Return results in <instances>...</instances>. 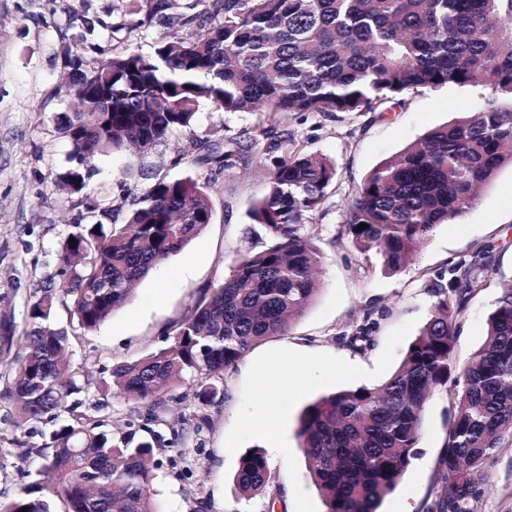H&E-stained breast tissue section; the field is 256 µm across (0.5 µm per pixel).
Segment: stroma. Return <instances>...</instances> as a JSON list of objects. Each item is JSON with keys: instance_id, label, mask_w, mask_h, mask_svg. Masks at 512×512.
I'll return each instance as SVG.
<instances>
[{"instance_id": "obj_1", "label": "stroma", "mask_w": 512, "mask_h": 512, "mask_svg": "<svg viewBox=\"0 0 512 512\" xmlns=\"http://www.w3.org/2000/svg\"><path fill=\"white\" fill-rule=\"evenodd\" d=\"M86 18L94 19L95 32L81 55L91 62L130 47L148 54L172 35L146 21L136 0H0V337L20 336L28 304L58 269L60 241L75 232L85 211L81 197L98 204L103 223L120 224L126 215L123 191L137 186L125 180L131 162L121 154L95 158L99 173L85 195L54 185L57 174L72 165V147L58 122L60 113L74 104L66 46ZM491 94L487 87L450 85L409 93L404 106L386 112L283 117L295 149L326 155L337 165L322 209L303 227L323 256L320 291L286 335L255 345L224 374L209 405L183 399V386L174 387L153 428L182 450L192 475L182 477L168 465L155 470L163 512H326L299 449L302 411L337 390L383 383L429 318L434 298L428 285L434 272L471 259L478 248L489 245L492 258L482 273L486 286L457 319L458 360L483 344L486 318L502 284L512 281V165L497 171L471 208L438 226L398 272L385 271L374 254H361L339 231L343 209L376 165L429 130L476 111ZM254 120L250 113H225L201 104L190 128L169 134L132 163L152 175L189 177L206 185L213 221L183 252L159 264L97 329H70L72 362L85 369V397L102 402L99 415L114 439L134 444L146 439L145 418L132 403L104 396L101 379L117 362L166 347L171 328L255 246L249 211L264 188L256 164L213 175L176 157L193 141L223 139ZM369 309L377 321L372 345L358 351L340 342L339 334ZM17 352V347L0 344L1 501L28 482V464L18 457L20 445L44 444L54 429L50 423L19 425L15 405L5 397ZM313 362L336 372L304 391L283 384L277 374L278 368ZM452 404V387L434 392L424 413L419 453L379 512H404L409 505L414 512H427ZM283 441L289 454L273 455ZM251 449L267 455L277 503L264 494L241 497L235 488L239 459ZM485 474L477 512H512V445L500 448Z\"/></svg>"}]
</instances>
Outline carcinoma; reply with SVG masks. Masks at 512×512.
<instances>
[{
  "label": "carcinoma",
  "mask_w": 512,
  "mask_h": 512,
  "mask_svg": "<svg viewBox=\"0 0 512 512\" xmlns=\"http://www.w3.org/2000/svg\"><path fill=\"white\" fill-rule=\"evenodd\" d=\"M141 2L148 20L190 34L148 56L128 49L86 68L78 52L94 21L84 20L72 44L74 90L83 99L60 117L75 165L58 183L83 192L97 156L134 159L188 127L203 102L258 117L239 137L195 141L191 162L217 174L256 154L267 170L250 211L266 242L196 302L167 347L112 367L102 381L151 420L187 373L194 399L208 404L224 373L253 345L288 333L319 291L322 255L301 227L324 204L336 163L289 149L292 135L276 130L278 117L374 112L410 91L451 84L492 90L477 111L381 162L352 194L340 235L392 272L512 164V0H197L192 14L178 0ZM212 219L205 187L162 177L132 199L124 223L77 224L60 247V280L49 279L27 311L6 391L21 423L55 419L83 392L84 368L70 366L58 307L80 328L96 329ZM487 253L435 271L430 318L379 387L340 390L304 409L301 451L327 512H378L417 454L430 396L450 380L458 392L428 512H475L478 477L512 440V283L487 317L483 345L461 365L454 354L457 316L485 288L479 270ZM71 267L77 275L69 279ZM372 315L364 312L341 339L359 351L371 346ZM164 446L156 433L134 447L116 442L103 420L77 414L45 444L19 449L22 460L38 462L34 480L0 501V512H160L150 461ZM270 479L258 450L242 457L234 476L244 497L266 493Z\"/></svg>",
  "instance_id": "obj_1"
}]
</instances>
